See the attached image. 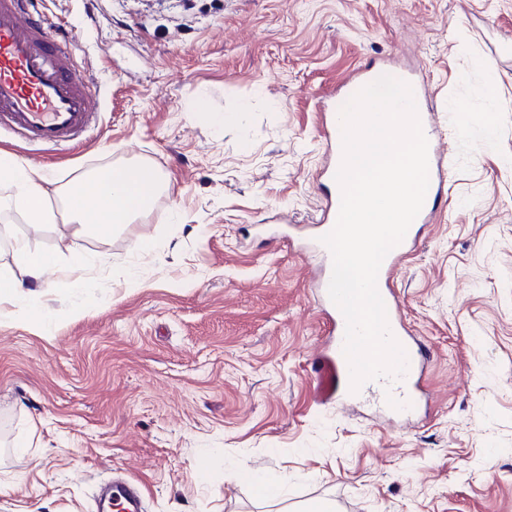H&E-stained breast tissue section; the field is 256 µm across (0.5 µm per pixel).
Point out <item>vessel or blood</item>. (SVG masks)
Here are the masks:
<instances>
[{
    "mask_svg": "<svg viewBox=\"0 0 512 512\" xmlns=\"http://www.w3.org/2000/svg\"><path fill=\"white\" fill-rule=\"evenodd\" d=\"M39 0H0V130H8L29 141L66 146L80 140L98 117L96 94L89 76L79 75L68 51L66 39L52 29L49 18L39 9ZM321 136L329 162L319 180L334 182L342 153L340 122L335 106H325ZM341 196L331 193L318 218L319 234L330 232L338 217ZM415 242L414 231L383 260L377 288L385 303L391 333L403 346L408 368L403 377L364 382L361 393L374 396L384 410L395 417L409 418L415 407L423 353L415 348L404 327L401 307L389 285L392 271L401 265ZM330 272H323L317 284L320 297L328 295ZM327 312L334 361L325 364L321 382H328L335 371H348L343 353L346 322L334 303L327 300ZM141 491L129 486L106 492L98 512H142Z\"/></svg>",
    "mask_w": 512,
    "mask_h": 512,
    "instance_id": "1",
    "label": "vessel or blood"
}]
</instances>
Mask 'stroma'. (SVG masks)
I'll return each instance as SVG.
<instances>
[{"label":"stroma","mask_w":512,"mask_h":512,"mask_svg":"<svg viewBox=\"0 0 512 512\" xmlns=\"http://www.w3.org/2000/svg\"><path fill=\"white\" fill-rule=\"evenodd\" d=\"M40 7L94 78L98 124L67 147L1 130L0 152L61 187L142 163L165 188L137 223L80 238L98 259L83 283L19 300L51 331L0 318V512H97L118 476L144 512H512V0ZM382 64L424 84L447 148L437 216L394 277L426 350L408 425L320 396L319 258L300 250L322 204L318 103ZM198 99L237 121L214 130ZM10 197L0 181L1 253L75 232L59 213L30 226ZM238 468L287 496L255 499Z\"/></svg>","instance_id":"35a3bbf8"}]
</instances>
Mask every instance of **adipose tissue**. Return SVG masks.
<instances>
[{
    "mask_svg": "<svg viewBox=\"0 0 512 512\" xmlns=\"http://www.w3.org/2000/svg\"><path fill=\"white\" fill-rule=\"evenodd\" d=\"M8 177L14 188L15 202L25 210L29 224L54 221L49 207L53 174L35 168L6 153H0V176ZM162 187L161 177L143 165L108 168L75 178L63 194V212L69 223L81 225L96 236L106 237L123 225L134 223L146 211ZM70 256L67 274L49 282L48 273L57 266V258ZM91 267L81 252L76 237H60L51 250L23 251L11 263L0 265V304L35 290L56 285L73 287Z\"/></svg>",
    "mask_w": 512,
    "mask_h": 512,
    "instance_id": "ef3b65f1",
    "label": "adipose tissue"
}]
</instances>
